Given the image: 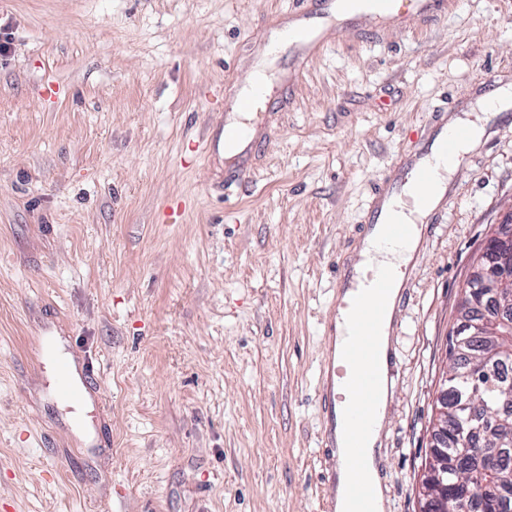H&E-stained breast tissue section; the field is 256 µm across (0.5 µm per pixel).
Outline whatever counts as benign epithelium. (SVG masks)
<instances>
[{"label":"benign epithelium","mask_w":512,"mask_h":512,"mask_svg":"<svg viewBox=\"0 0 512 512\" xmlns=\"http://www.w3.org/2000/svg\"><path fill=\"white\" fill-rule=\"evenodd\" d=\"M490 289L497 293L501 311L509 310L512 302L507 297L512 295V208L494 225L490 234L479 248L463 285V292L458 300L459 319L467 325V335L487 336L491 329V317L481 306L482 292ZM469 381V393L459 397L455 409L462 410L471 406V400L479 390L492 382L490 373L484 364L476 362L466 372ZM448 382H443L436 396V422L432 430V443L428 457L424 460V480L426 488L422 490V507L420 512H436L438 496L434 489L442 487L440 472L448 467ZM473 434L459 433L458 440L465 451L454 461L456 467L464 469L471 480L459 485L456 497L462 502L470 500L476 490V478L483 476L497 465V454L485 450L473 453L467 449L473 447Z\"/></svg>","instance_id":"benign-epithelium-1"}]
</instances>
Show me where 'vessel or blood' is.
<instances>
[{
    "instance_id": "b4317fda",
    "label": "vessel or blood",
    "mask_w": 512,
    "mask_h": 512,
    "mask_svg": "<svg viewBox=\"0 0 512 512\" xmlns=\"http://www.w3.org/2000/svg\"><path fill=\"white\" fill-rule=\"evenodd\" d=\"M447 5V0H298L287 25L272 41L274 50L290 55L289 68L280 78L293 80L306 68L324 48L327 31H345L363 21L374 31L391 26L409 28L443 16ZM260 71L256 57L244 67L246 92L234 98L232 111L245 112L257 101L272 98L275 86L261 81ZM256 135L254 127H239L227 120L212 128L210 139L216 149L223 148L228 139L246 149L253 146ZM470 135L467 126L449 125L443 116L427 139L392 159L388 176L375 190L361 231L362 238L370 240L372 253L410 242L416 226L438 223L448 200L443 197L434 202L429 197V188L437 177L433 160L438 156L458 159V145ZM412 275V267L395 269L379 262L363 270L355 262L345 261L336 269L334 312L344 316L347 333L340 348H328L323 362V445L333 448L344 444L349 450L348 464L355 472L364 468L366 437L373 431L383 396L391 391L395 380L393 368L379 365L381 353L376 338L387 320L397 319L398 311L384 306L381 298L395 285H409ZM377 494L372 483L356 482L349 489L347 512H373Z\"/></svg>"
}]
</instances>
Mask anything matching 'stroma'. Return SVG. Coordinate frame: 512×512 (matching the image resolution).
<instances>
[{"label": "stroma", "mask_w": 512, "mask_h": 512, "mask_svg": "<svg viewBox=\"0 0 512 512\" xmlns=\"http://www.w3.org/2000/svg\"><path fill=\"white\" fill-rule=\"evenodd\" d=\"M294 0H0V512H328L317 406L336 267L442 111L486 128L450 177L391 339L384 512H420L448 331L512 206V0L328 32L216 186L239 67ZM60 340L85 389L56 397ZM236 123H231V121H228L227 118L224 121V123H221L217 125L216 127H213L211 129L210 133V145L213 146V150H217L222 148L224 151V137L226 139H232L236 142H239L241 144L240 148V155L238 157V162L235 166V173L234 176L237 177L234 179L236 182L239 180L241 183L247 172V164L243 161V156L248 154V148L250 147V150L252 149L254 145V139L257 135V131L254 129V127L249 124L247 127H239L235 125Z\"/></svg>", "instance_id": "stroma-1"}]
</instances>
